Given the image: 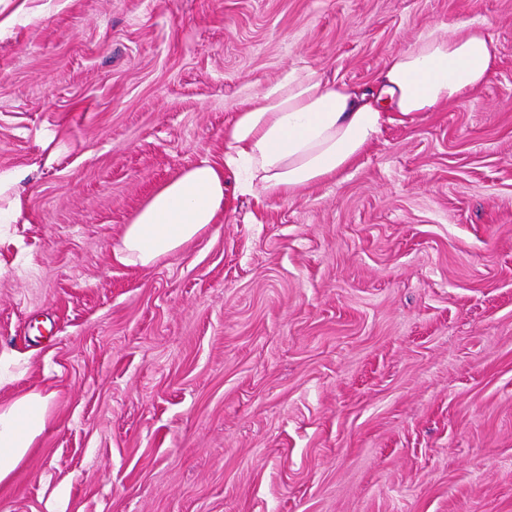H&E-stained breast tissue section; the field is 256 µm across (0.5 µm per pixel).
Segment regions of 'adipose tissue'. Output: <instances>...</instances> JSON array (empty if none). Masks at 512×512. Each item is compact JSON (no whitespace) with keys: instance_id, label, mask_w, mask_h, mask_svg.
I'll return each mask as SVG.
<instances>
[{"instance_id":"ef3b65f1","label":"adipose tissue","mask_w":512,"mask_h":512,"mask_svg":"<svg viewBox=\"0 0 512 512\" xmlns=\"http://www.w3.org/2000/svg\"><path fill=\"white\" fill-rule=\"evenodd\" d=\"M483 22L431 31L389 57L374 85L293 70L240 108L224 129V161L205 159L162 184L126 224L115 254L150 266L217 229L224 173L244 176L255 198L290 197L345 169L380 132L387 113L432 112L477 93L496 68ZM51 396L31 390L0 404V485L10 483L49 424Z\"/></svg>"}]
</instances>
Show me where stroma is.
Returning <instances> with one entry per match:
<instances>
[{"instance_id": "stroma-1", "label": "stroma", "mask_w": 512, "mask_h": 512, "mask_svg": "<svg viewBox=\"0 0 512 512\" xmlns=\"http://www.w3.org/2000/svg\"><path fill=\"white\" fill-rule=\"evenodd\" d=\"M0 0V403L51 392L0 512H512V0ZM485 22L473 97L141 267L161 183L292 69L367 86Z\"/></svg>"}]
</instances>
